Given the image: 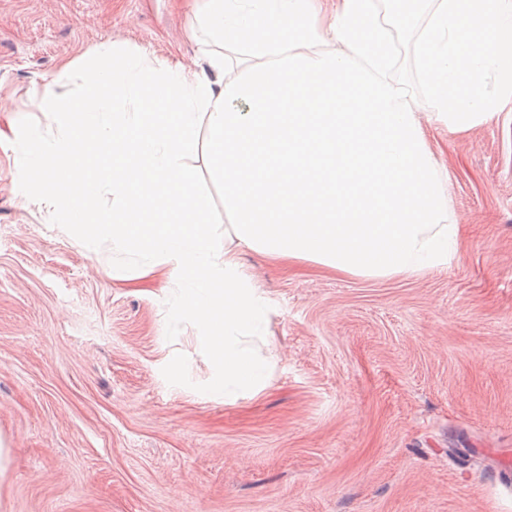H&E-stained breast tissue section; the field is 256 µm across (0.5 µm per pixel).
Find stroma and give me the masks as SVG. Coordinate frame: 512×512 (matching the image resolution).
Masks as SVG:
<instances>
[{"instance_id": "obj_1", "label": "stroma", "mask_w": 512, "mask_h": 512, "mask_svg": "<svg viewBox=\"0 0 512 512\" xmlns=\"http://www.w3.org/2000/svg\"><path fill=\"white\" fill-rule=\"evenodd\" d=\"M193 0H0V129L48 120L39 90L105 42L190 71ZM448 174V263L361 277L320 263H240L269 306L256 393L205 394L214 368L172 280L112 278V246L51 224L0 144V512H512L469 448L512 449V101L465 132L429 124Z\"/></svg>"}]
</instances>
